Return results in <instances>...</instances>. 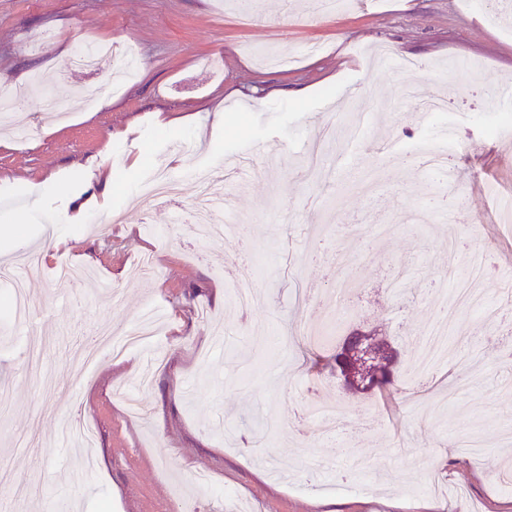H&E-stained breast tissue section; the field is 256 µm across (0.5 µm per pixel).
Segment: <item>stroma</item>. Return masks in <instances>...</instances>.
<instances>
[{
  "instance_id": "35a3bbf8",
  "label": "stroma",
  "mask_w": 512,
  "mask_h": 512,
  "mask_svg": "<svg viewBox=\"0 0 512 512\" xmlns=\"http://www.w3.org/2000/svg\"><path fill=\"white\" fill-rule=\"evenodd\" d=\"M92 42L136 46L119 88L106 84L108 57L74 66ZM36 80L67 116L30 95L17 114L27 136L0 138V263L42 254L28 330L51 337L46 366L63 387L46 393L29 373L0 291V458L36 490L20 501L0 488L6 512H44L48 499L58 512H512L500 478L512 390L491 348L512 337V227L486 193L512 197V135L499 125L512 114V20L494 0H352L328 16L311 0H0V85ZM410 87L446 92L448 112L417 118ZM449 126L447 172L425 170L420 146ZM273 139L280 150H267ZM173 144L179 198L143 213V175ZM353 150L364 177L337 185L330 164ZM228 153L253 165L224 182L233 222L213 244L175 216L194 202L195 170ZM442 196L454 200L443 219L429 207ZM474 259L500 318L491 327L484 308L460 309L428 400L352 393L330 369L311 371L324 347L299 330L330 316L341 334L401 339L410 363L437 318L432 289L456 294ZM340 271L354 287L337 307ZM249 275L243 309L229 296ZM301 288L311 301L296 299ZM146 308L165 318L160 336L70 379L68 353L94 325L122 336ZM146 370L140 421L113 389ZM331 398L347 408L334 435L293 427L302 404ZM255 414L272 426L261 456ZM67 419L94 423V467L75 440L60 443ZM431 472L459 496H429Z\"/></svg>"
}]
</instances>
